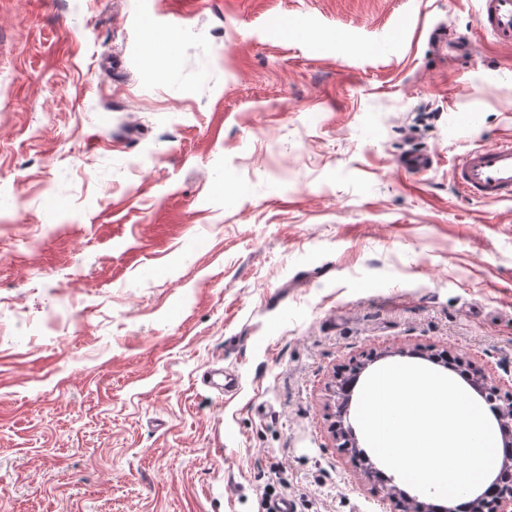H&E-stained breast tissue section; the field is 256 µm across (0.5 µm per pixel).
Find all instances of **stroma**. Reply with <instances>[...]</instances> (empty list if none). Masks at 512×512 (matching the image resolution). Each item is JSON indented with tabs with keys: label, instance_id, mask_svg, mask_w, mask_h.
I'll list each match as a JSON object with an SVG mask.
<instances>
[{
	"label": "stroma",
	"instance_id": "35a3bbf8",
	"mask_svg": "<svg viewBox=\"0 0 512 512\" xmlns=\"http://www.w3.org/2000/svg\"><path fill=\"white\" fill-rule=\"evenodd\" d=\"M477 10L0 0V512H395L334 375L447 354L512 394V204L452 182L512 137Z\"/></svg>",
	"mask_w": 512,
	"mask_h": 512
}]
</instances>
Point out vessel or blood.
Returning <instances> with one entry per match:
<instances>
[{"label": "vessel or blood", "instance_id": "1", "mask_svg": "<svg viewBox=\"0 0 512 512\" xmlns=\"http://www.w3.org/2000/svg\"><path fill=\"white\" fill-rule=\"evenodd\" d=\"M478 25L496 44L512 48V0H480ZM458 192L486 203H512V139L473 147L453 167Z\"/></svg>", "mask_w": 512, "mask_h": 512}]
</instances>
